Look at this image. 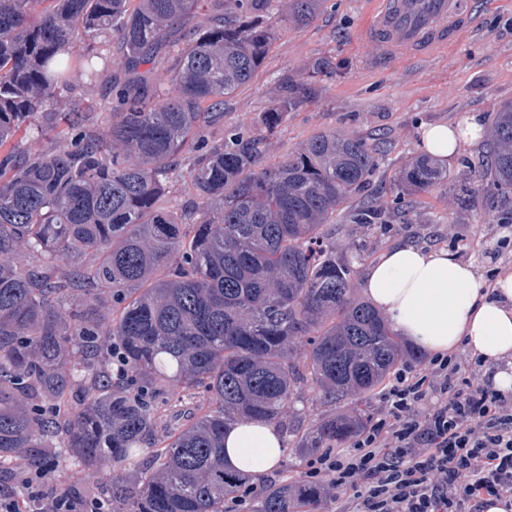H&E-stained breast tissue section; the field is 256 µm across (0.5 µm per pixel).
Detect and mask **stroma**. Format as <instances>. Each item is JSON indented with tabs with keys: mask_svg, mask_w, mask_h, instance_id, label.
Instances as JSON below:
<instances>
[{
	"mask_svg": "<svg viewBox=\"0 0 512 512\" xmlns=\"http://www.w3.org/2000/svg\"><path fill=\"white\" fill-rule=\"evenodd\" d=\"M365 9V0H327L325 10L309 24L282 29L258 75L225 101V127L252 128L261 113L275 107L279 78L307 80L306 66L312 59L332 56L335 77L324 83L316 99L289 112L266 145L264 159L277 161L323 131L354 133L381 143L383 159L349 207L355 210L364 203H376L393 229L387 232L353 224L348 212L341 213L330 227L337 257L350 265L358 279L388 249L401 243L452 251L484 275L495 267L512 270V251L499 247L501 238H512V223H504L498 214L465 199L461 191L467 165L476 166L485 159L488 141L463 146L457 156L444 162L447 188L407 197L400 208L392 203L406 161L420 153L425 127L453 124L473 114L487 128L498 107L512 101V0H486L478 26L452 51L383 66L372 63L373 48L358 38ZM108 78L91 81L75 74L64 97L101 104L98 122L106 124L112 106ZM494 251L500 254L495 263L488 258ZM354 405L353 397L327 400L307 385L298 389L286 421L305 433L326 417L351 413ZM117 473L108 461L90 471L66 462L44 489L95 494Z\"/></svg>",
	"mask_w": 512,
	"mask_h": 512,
	"instance_id": "stroma-1",
	"label": "stroma"
}]
</instances>
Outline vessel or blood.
I'll list each match as a JSON object with an SVG mask.
<instances>
[{"label": "vessel or blood", "mask_w": 512, "mask_h": 512, "mask_svg": "<svg viewBox=\"0 0 512 512\" xmlns=\"http://www.w3.org/2000/svg\"><path fill=\"white\" fill-rule=\"evenodd\" d=\"M482 0H370L360 32L382 59L429 58L474 27Z\"/></svg>", "instance_id": "obj_1"}]
</instances>
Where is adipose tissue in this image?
<instances>
[{"label": "adipose tissue", "mask_w": 512, "mask_h": 512, "mask_svg": "<svg viewBox=\"0 0 512 512\" xmlns=\"http://www.w3.org/2000/svg\"><path fill=\"white\" fill-rule=\"evenodd\" d=\"M482 131L471 116L454 126L431 125L420 148L444 160L478 141ZM362 288L400 336L433 354L467 349L494 367L496 388L512 391L506 363L512 357V271L490 282L451 251L399 245L367 269ZM285 454L276 426L268 422L239 423L224 436V464L231 470L260 476Z\"/></svg>", "instance_id": "ef3b65f1"}]
</instances>
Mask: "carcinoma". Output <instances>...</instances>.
<instances>
[{
    "label": "carcinoma",
    "mask_w": 512,
    "mask_h": 512,
    "mask_svg": "<svg viewBox=\"0 0 512 512\" xmlns=\"http://www.w3.org/2000/svg\"><path fill=\"white\" fill-rule=\"evenodd\" d=\"M0 0V468L22 448H57L80 468L119 465L155 449L156 468L103 488L110 512H224L250 475L224 467V430L281 422L298 384L361 400L414 355L371 304L353 297L354 271L323 227L370 179L381 146L320 132L264 164L268 137L335 75L332 57L310 80L279 82L260 128L200 132L224 120V98L250 83L271 51L272 17L303 26L326 0ZM114 37L127 77L102 130L76 103L56 113L60 149L29 154L17 135L58 105L74 72L96 80L97 40ZM171 61L174 91L140 66ZM478 174L482 203L512 198V102L489 131ZM186 177L192 197L161 205ZM448 185L434 159L412 156L398 193ZM358 224H384L365 206ZM167 270L163 278L155 277ZM306 339L307 352L296 339ZM119 349L122 383L102 368ZM170 395L183 409L162 422ZM362 411L324 419L296 447L346 443ZM309 482L256 490L253 512H317Z\"/></svg>",
    "instance_id": "obj_1"
}]
</instances>
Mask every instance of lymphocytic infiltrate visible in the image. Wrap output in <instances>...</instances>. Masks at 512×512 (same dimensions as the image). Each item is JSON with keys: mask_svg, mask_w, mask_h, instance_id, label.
<instances>
[{"mask_svg": "<svg viewBox=\"0 0 512 512\" xmlns=\"http://www.w3.org/2000/svg\"><path fill=\"white\" fill-rule=\"evenodd\" d=\"M482 367L450 355L401 365L370 425L311 459L307 478L352 512H481L490 497L512 512V392L473 385Z\"/></svg>", "mask_w": 512, "mask_h": 512, "instance_id": "obj_1", "label": "lymphocytic infiltrate"}]
</instances>
